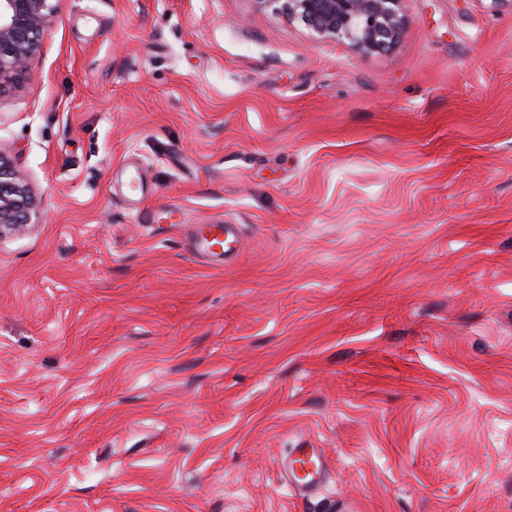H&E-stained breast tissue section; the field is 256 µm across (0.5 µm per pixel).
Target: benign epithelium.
<instances>
[{
    "label": "benign epithelium",
    "mask_w": 512,
    "mask_h": 512,
    "mask_svg": "<svg viewBox=\"0 0 512 512\" xmlns=\"http://www.w3.org/2000/svg\"><path fill=\"white\" fill-rule=\"evenodd\" d=\"M301 21L317 38H345L361 53L380 52L401 36V0H257ZM55 0H0V92L24 75L39 52ZM38 199L13 159L0 149V237L31 223Z\"/></svg>",
    "instance_id": "obj_1"
}]
</instances>
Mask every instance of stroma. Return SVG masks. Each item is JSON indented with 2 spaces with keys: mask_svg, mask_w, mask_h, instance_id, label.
Masks as SVG:
<instances>
[{
  "mask_svg": "<svg viewBox=\"0 0 512 512\" xmlns=\"http://www.w3.org/2000/svg\"><path fill=\"white\" fill-rule=\"evenodd\" d=\"M400 11L364 55L59 0L0 94L41 200L0 238V512H512V0ZM192 227L194 242L205 252L215 253V247L228 252L231 249L230 243L236 240L235 229L228 224H194ZM298 466L304 471V476L301 478L295 472ZM326 470L327 462L319 448H294L290 455L280 462V471L285 484L292 485L302 499L310 498L315 494Z\"/></svg>",
  "mask_w": 512,
  "mask_h": 512,
  "instance_id": "1",
  "label": "stroma"
}]
</instances>
